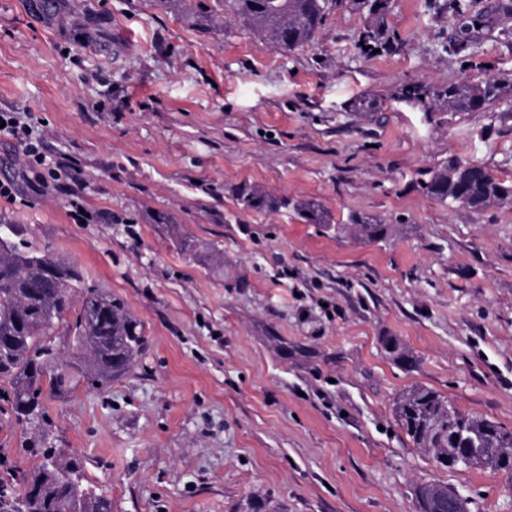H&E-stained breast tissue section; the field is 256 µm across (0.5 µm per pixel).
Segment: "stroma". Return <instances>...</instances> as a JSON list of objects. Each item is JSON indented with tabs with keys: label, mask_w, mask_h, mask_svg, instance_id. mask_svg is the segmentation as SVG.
<instances>
[{
	"label": "stroma",
	"mask_w": 512,
	"mask_h": 512,
	"mask_svg": "<svg viewBox=\"0 0 512 512\" xmlns=\"http://www.w3.org/2000/svg\"><path fill=\"white\" fill-rule=\"evenodd\" d=\"M389 0L391 47L334 8L306 46L264 44L221 0H0V109L58 178L0 134V224L121 298L146 346L128 374L44 391L56 451L112 512H418L448 485L512 512V475L438 466L393 414L414 385L512 431V206L420 188L449 157L512 182V87L433 112L407 84L512 78V0ZM370 100L372 111L352 105ZM242 185L283 199L244 211ZM315 199L335 222L306 223ZM167 214L168 223L157 221ZM386 225L371 241L350 216ZM224 254L216 273L212 251ZM396 337L409 362L392 359ZM0 380V477L33 467ZM2 121H5V126L0 128V132H5L16 140L31 165L46 166V157L40 151V143L31 124L23 120L19 112L12 111H0V124ZM414 492L419 512H439L443 508H448L446 512H450L456 502L452 498L456 492L440 483L418 485Z\"/></svg>",
	"instance_id": "obj_1"
}]
</instances>
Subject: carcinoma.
Instances as JSON below:
<instances>
[{
	"label": "carcinoma",
	"instance_id": "carcinoma-1",
	"mask_svg": "<svg viewBox=\"0 0 512 512\" xmlns=\"http://www.w3.org/2000/svg\"><path fill=\"white\" fill-rule=\"evenodd\" d=\"M345 0H224V12L244 19L262 40L271 46L302 47L312 41L331 10ZM367 11L368 28L363 45L369 50L388 41L385 17L388 0H352ZM505 82L486 79L444 87L409 85L399 98L409 103H425L452 112L481 110L500 99ZM426 195L442 203L462 205L473 212L512 205V182L493 176L485 167L452 158L429 172L421 182ZM240 204L252 210H275L280 201L258 188H242ZM298 214L311 224H327L323 207L314 200L294 204ZM353 227L372 241L385 237L384 224ZM22 230L0 224V236L8 241L0 248V346L9 352L0 357V379L12 384L11 409L15 420L26 427L45 421L39 403L43 384L54 389L65 383L59 372L63 358L48 339L55 322L69 310L82 276L72 265L47 252L20 248ZM73 343L88 352V358L68 366L80 376L100 385L128 373L145 344L144 328L124 301L95 288H87L75 321L71 323ZM395 417L412 443L432 454L437 463L467 450L475 466L512 473V432L496 422L455 408L448 399L421 385L405 390L394 404ZM59 474L47 475L37 463L24 477V485L39 484L43 494L24 501L23 512H70V503L83 495L80 512H112L111 501L89 491L79 476L77 457L57 460ZM455 491L440 483H424L415 488L419 512H439L454 507Z\"/></svg>",
	"mask_w": 512,
	"mask_h": 512
}]
</instances>
